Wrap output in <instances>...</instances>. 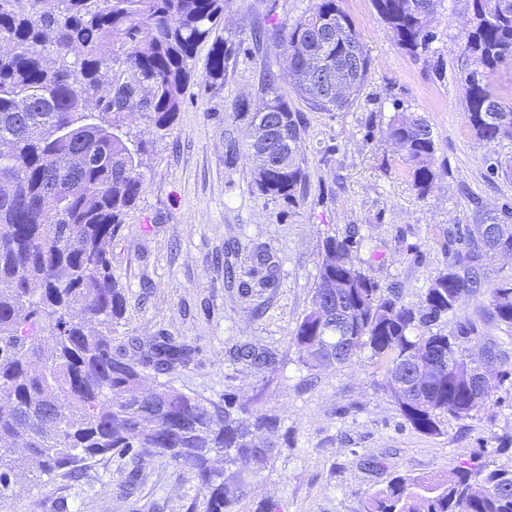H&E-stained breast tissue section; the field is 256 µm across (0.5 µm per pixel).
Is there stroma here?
Wrapping results in <instances>:
<instances>
[{
	"label": "stroma",
	"instance_id": "stroma-1",
	"mask_svg": "<svg viewBox=\"0 0 512 512\" xmlns=\"http://www.w3.org/2000/svg\"><path fill=\"white\" fill-rule=\"evenodd\" d=\"M315 0H226L217 34L236 51L223 79L206 77L210 44L198 47L195 76L167 135L140 112L126 129L147 151L145 190L111 247L113 279L126 310L115 343L160 333L196 345L188 368L165 382L216 404L234 393L277 422V446L254 480L244 512H364L369 493L395 475H447L462 466L512 469V378L466 418H442L418 432L385 389L386 364L370 350L353 363L312 370L291 339L316 282L324 237L356 231L354 263L381 286L419 303L448 266L447 230L512 213V143L477 140L467 122L463 52L469 0H440L426 51L407 54L380 22L373 0H340L370 60L368 79L343 111L310 108L286 81L279 94L304 118L307 184L294 202L261 195L246 150L240 102H256L268 72L285 73L277 41L253 44L257 27L294 23ZM398 113L423 117L441 170L418 196L401 150L385 135ZM256 247L278 266L276 288L244 297L224 277ZM250 339L276 350L275 373L233 364L227 352ZM141 478L132 494L121 484ZM193 482L167 459L140 451L91 461L78 478L18 475L0 512H187Z\"/></svg>",
	"mask_w": 512,
	"mask_h": 512
}]
</instances>
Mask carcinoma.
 <instances>
[{"label": "carcinoma", "mask_w": 512, "mask_h": 512, "mask_svg": "<svg viewBox=\"0 0 512 512\" xmlns=\"http://www.w3.org/2000/svg\"><path fill=\"white\" fill-rule=\"evenodd\" d=\"M0 0V503L12 477L60 473L76 477L90 461L140 448L172 461L192 479L202 499L189 512H240L271 449L256 433L276 423L237 397L224 405L189 396L168 383L145 390V369L166 375L186 367L195 348L159 334L114 345L112 322L126 309L124 289L112 278L109 248L123 218L145 189L143 141L125 130L136 106L165 136L181 112L194 77L196 49L212 42L206 76L224 78L234 63L224 42L212 39L224 0ZM340 0H315L291 26L254 32L279 40L288 53V83L312 108L333 112L352 99L323 93L310 61L337 72L360 90L370 71ZM397 45L415 54L429 46L438 0H373ZM464 52L474 69L465 76L468 124L476 138L512 142V101L493 88L491 75L512 63V0H470ZM52 49L54 60L44 52ZM124 51L125 70L113 73L112 54ZM29 112L19 111L22 100ZM254 127L281 120L267 144L248 142L253 181L272 199L293 201L306 180L300 113L268 84L255 106L242 105ZM387 138L405 153L418 195L439 177L431 126L420 116L390 119ZM288 158L280 165L279 159ZM60 196L46 202L50 185ZM459 247L420 304L399 288L379 285L350 258L354 241L327 236L309 306L292 340L311 369L349 363L364 348L387 359L386 388L417 431L440 432L441 417L463 418L492 401L493 389L454 374L465 339L509 376L508 352L481 335L475 323L460 335L432 331L457 312L465 294L489 295L482 320L512 325V279L486 289L485 263L512 251V224L491 217L474 232L455 233ZM229 279H237L232 266ZM241 293L272 287L269 254L250 257ZM349 288L348 319L332 312L336 279ZM422 331L414 337L412 333ZM246 368L273 373L277 354L244 341L230 352ZM440 364L429 382L414 386L417 360ZM365 512H512V469L460 467L447 477L396 475L368 494Z\"/></svg>", "instance_id": "cac0c4a2"}]
</instances>
